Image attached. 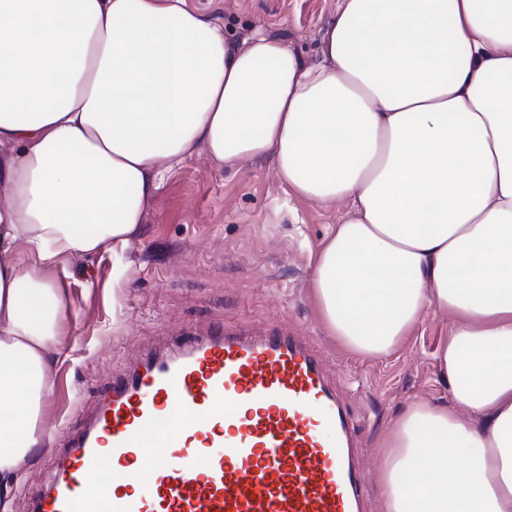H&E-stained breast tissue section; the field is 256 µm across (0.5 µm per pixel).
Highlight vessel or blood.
Returning a JSON list of instances; mask_svg holds the SVG:
<instances>
[{"mask_svg": "<svg viewBox=\"0 0 512 512\" xmlns=\"http://www.w3.org/2000/svg\"><path fill=\"white\" fill-rule=\"evenodd\" d=\"M48 453L27 512H369L363 447L325 358L276 322L144 354ZM92 479L109 494L88 492Z\"/></svg>", "mask_w": 512, "mask_h": 512, "instance_id": "1", "label": "vessel or blood"}]
</instances>
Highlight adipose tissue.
Listing matches in <instances>:
<instances>
[{"label":"adipose tissue","instance_id":"1","mask_svg":"<svg viewBox=\"0 0 512 512\" xmlns=\"http://www.w3.org/2000/svg\"><path fill=\"white\" fill-rule=\"evenodd\" d=\"M201 149L345 207L311 288L348 351L454 315L451 405L378 445L384 512H512V0H338L311 64L191 0H0V493L44 441L61 258L125 249Z\"/></svg>","mask_w":512,"mask_h":512}]
</instances>
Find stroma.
<instances>
[{
	"instance_id": "35a3bbf8",
	"label": "stroma",
	"mask_w": 512,
	"mask_h": 512,
	"mask_svg": "<svg viewBox=\"0 0 512 512\" xmlns=\"http://www.w3.org/2000/svg\"><path fill=\"white\" fill-rule=\"evenodd\" d=\"M338 0H195L233 38L257 26L317 61ZM343 209L289 195L265 156L230 169L206 153L185 160L161 181L138 236L121 252L62 260L69 301L66 336L53 366L54 390L42 417L46 438L76 426L114 374L146 351L165 346L183 326L221 318L233 325L273 320L308 330L328 354V370L361 424L371 512H383L378 444L392 421L416 401L448 402L434 354L452 317L429 313L407 345L380 359L355 356L328 336L310 295L316 250ZM127 268L125 287L113 266ZM55 465L45 454L22 462L7 512L46 483Z\"/></svg>"
}]
</instances>
